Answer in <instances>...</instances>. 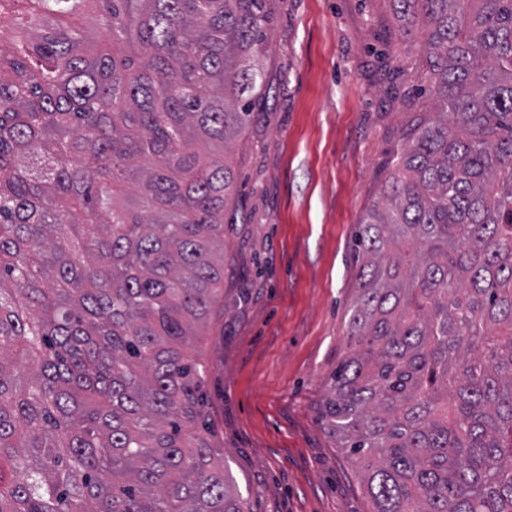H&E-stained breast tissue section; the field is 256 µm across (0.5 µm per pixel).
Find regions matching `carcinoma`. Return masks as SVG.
Masks as SVG:
<instances>
[{"label": "carcinoma", "instance_id": "carcinoma-1", "mask_svg": "<svg viewBox=\"0 0 512 512\" xmlns=\"http://www.w3.org/2000/svg\"><path fill=\"white\" fill-rule=\"evenodd\" d=\"M0 51V512H246L206 419L264 0H25ZM434 111L359 224L323 416L373 512H512V0H396ZM119 53L67 26L91 4Z\"/></svg>", "mask_w": 512, "mask_h": 512}]
</instances>
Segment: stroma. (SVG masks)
Listing matches in <instances>:
<instances>
[{
	"instance_id": "obj_1",
	"label": "stroma",
	"mask_w": 512,
	"mask_h": 512,
	"mask_svg": "<svg viewBox=\"0 0 512 512\" xmlns=\"http://www.w3.org/2000/svg\"><path fill=\"white\" fill-rule=\"evenodd\" d=\"M264 94L227 156L224 300L206 395L249 512H372L321 414L351 349L355 237L428 110L425 53L394 0H265Z\"/></svg>"
}]
</instances>
